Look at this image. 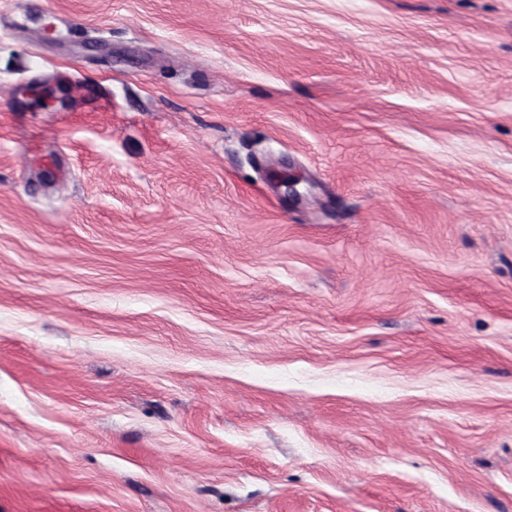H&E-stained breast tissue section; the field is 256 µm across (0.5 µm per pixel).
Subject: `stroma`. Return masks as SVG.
Returning <instances> with one entry per match:
<instances>
[{"label":"stroma","instance_id":"obj_1","mask_svg":"<svg viewBox=\"0 0 512 512\" xmlns=\"http://www.w3.org/2000/svg\"><path fill=\"white\" fill-rule=\"evenodd\" d=\"M0 512H512V0H0Z\"/></svg>","mask_w":512,"mask_h":512}]
</instances>
